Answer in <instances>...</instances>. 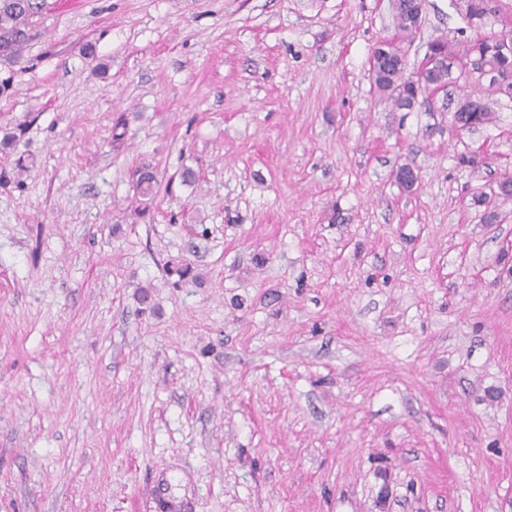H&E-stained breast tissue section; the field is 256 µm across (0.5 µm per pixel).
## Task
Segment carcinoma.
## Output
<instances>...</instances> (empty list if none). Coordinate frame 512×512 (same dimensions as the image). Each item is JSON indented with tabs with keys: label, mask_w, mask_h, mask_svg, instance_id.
<instances>
[{
	"label": "carcinoma",
	"mask_w": 512,
	"mask_h": 512,
	"mask_svg": "<svg viewBox=\"0 0 512 512\" xmlns=\"http://www.w3.org/2000/svg\"><path fill=\"white\" fill-rule=\"evenodd\" d=\"M484 0H467L461 8L463 26L459 33L479 30L481 34L463 39L439 38L426 45L435 59L421 84L405 76L406 65L395 59L402 55L401 44L413 37L418 28L407 11L395 13L396 33L389 42H379L372 52V78L376 87L399 108L411 105L415 97L431 93L432 85L454 80L458 89L454 114L478 113L480 124L496 118V106L503 98L512 100V36L484 23ZM43 0H0V59H17L23 47L36 35L42 22ZM496 71L501 85H483L482 73ZM156 174L143 168L136 173V186L143 197H153Z\"/></svg>",
	"instance_id": "1"
}]
</instances>
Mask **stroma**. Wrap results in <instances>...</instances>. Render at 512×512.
Wrapping results in <instances>:
<instances>
[{"label":"stroma","mask_w":512,"mask_h":512,"mask_svg":"<svg viewBox=\"0 0 512 512\" xmlns=\"http://www.w3.org/2000/svg\"><path fill=\"white\" fill-rule=\"evenodd\" d=\"M394 26L56 0L0 60V512H512V102L397 108Z\"/></svg>","instance_id":"1"}]
</instances>
